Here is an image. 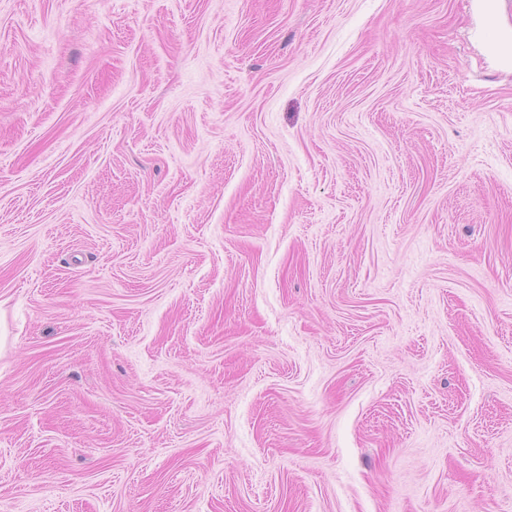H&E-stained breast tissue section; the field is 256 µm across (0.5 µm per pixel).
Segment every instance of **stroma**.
I'll return each instance as SVG.
<instances>
[{
    "label": "stroma",
    "instance_id": "stroma-1",
    "mask_svg": "<svg viewBox=\"0 0 512 512\" xmlns=\"http://www.w3.org/2000/svg\"><path fill=\"white\" fill-rule=\"evenodd\" d=\"M0 512H512V0H0Z\"/></svg>",
    "mask_w": 512,
    "mask_h": 512
}]
</instances>
